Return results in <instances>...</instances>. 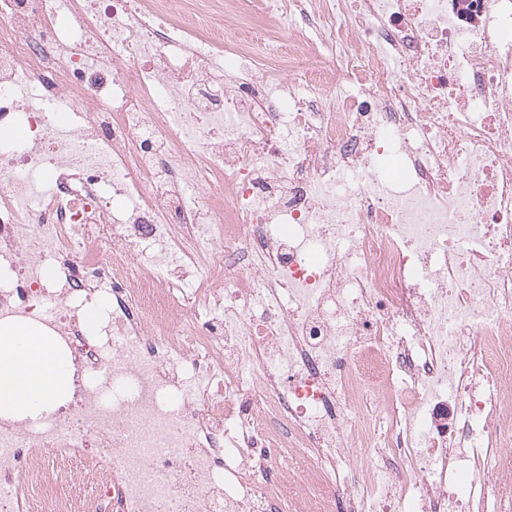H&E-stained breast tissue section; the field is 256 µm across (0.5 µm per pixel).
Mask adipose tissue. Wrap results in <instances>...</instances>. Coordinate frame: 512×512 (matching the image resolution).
Returning a JSON list of instances; mask_svg holds the SVG:
<instances>
[{
    "label": "adipose tissue",
    "instance_id": "obj_1",
    "mask_svg": "<svg viewBox=\"0 0 512 512\" xmlns=\"http://www.w3.org/2000/svg\"><path fill=\"white\" fill-rule=\"evenodd\" d=\"M71 362L32 325L0 326V415L36 416L63 398Z\"/></svg>",
    "mask_w": 512,
    "mask_h": 512
}]
</instances>
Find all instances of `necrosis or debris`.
I'll return each mask as SVG.
<instances>
[{
	"label": "necrosis or debris",
	"mask_w": 512,
	"mask_h": 512,
	"mask_svg": "<svg viewBox=\"0 0 512 512\" xmlns=\"http://www.w3.org/2000/svg\"><path fill=\"white\" fill-rule=\"evenodd\" d=\"M3 322L0 512L496 506L512 0H0ZM0 415L37 416L63 398L71 362L32 325L0 326Z\"/></svg>",
	"instance_id": "necrosis-or-debris-1"
}]
</instances>
